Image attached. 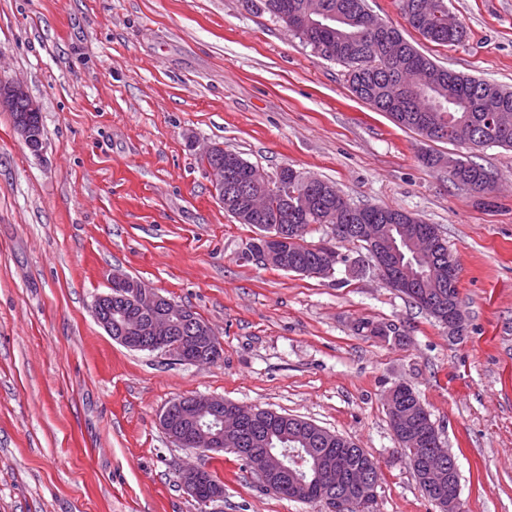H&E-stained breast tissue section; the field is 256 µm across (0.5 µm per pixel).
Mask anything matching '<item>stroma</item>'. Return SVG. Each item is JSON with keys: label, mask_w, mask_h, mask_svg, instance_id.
Segmentation results:
<instances>
[{"label": "stroma", "mask_w": 512, "mask_h": 512, "mask_svg": "<svg viewBox=\"0 0 512 512\" xmlns=\"http://www.w3.org/2000/svg\"><path fill=\"white\" fill-rule=\"evenodd\" d=\"M368 5L439 64L512 87V0H447L467 30L455 46L408 27L398 0ZM0 77L26 84L43 127L31 152L0 109V512H201L178 481L188 467L224 483L210 512H327L233 454L178 447L159 418L191 395L349 436L381 470L374 512H437L396 452L385 398L398 383L454 454L464 512H512V150L478 152L497 175L480 204L420 160L459 147L395 125L345 67L242 0H0ZM209 144L437 225L462 267L465 339L352 243L328 278L244 259L256 230L214 197ZM116 272L197 312L220 357L114 341L93 302ZM362 318L403 341L358 332Z\"/></svg>", "instance_id": "obj_1"}]
</instances>
